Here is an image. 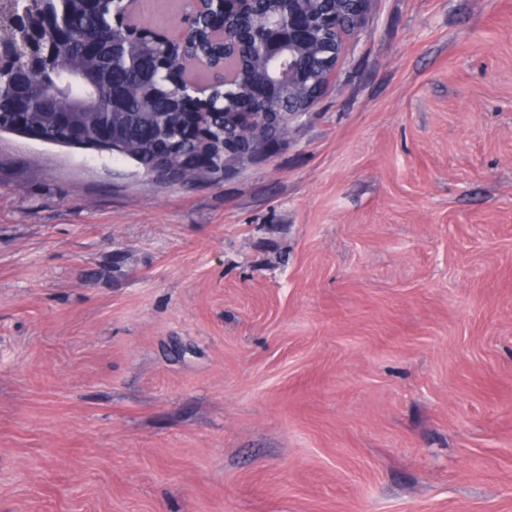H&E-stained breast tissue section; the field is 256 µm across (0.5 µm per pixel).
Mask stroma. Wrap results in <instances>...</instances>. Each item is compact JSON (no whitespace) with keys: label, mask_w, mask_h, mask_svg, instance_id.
Returning <instances> with one entry per match:
<instances>
[{"label":"stroma","mask_w":512,"mask_h":512,"mask_svg":"<svg viewBox=\"0 0 512 512\" xmlns=\"http://www.w3.org/2000/svg\"><path fill=\"white\" fill-rule=\"evenodd\" d=\"M221 182L0 137V512H512V0H370Z\"/></svg>","instance_id":"stroma-1"}]
</instances>
